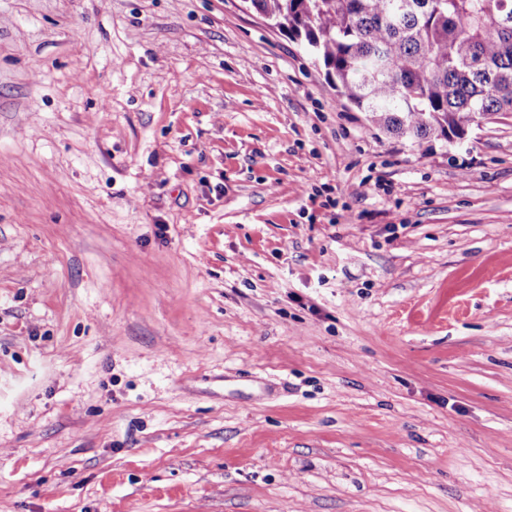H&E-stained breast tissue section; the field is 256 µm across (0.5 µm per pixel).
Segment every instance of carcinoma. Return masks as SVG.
Listing matches in <instances>:
<instances>
[{
    "mask_svg": "<svg viewBox=\"0 0 512 512\" xmlns=\"http://www.w3.org/2000/svg\"><path fill=\"white\" fill-rule=\"evenodd\" d=\"M383 132L461 139L512 112V0H250Z\"/></svg>",
    "mask_w": 512,
    "mask_h": 512,
    "instance_id": "cac0c4a2",
    "label": "carcinoma"
}]
</instances>
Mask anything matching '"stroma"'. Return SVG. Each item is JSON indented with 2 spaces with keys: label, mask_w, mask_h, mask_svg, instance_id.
<instances>
[{
  "label": "stroma",
  "mask_w": 512,
  "mask_h": 512,
  "mask_svg": "<svg viewBox=\"0 0 512 512\" xmlns=\"http://www.w3.org/2000/svg\"><path fill=\"white\" fill-rule=\"evenodd\" d=\"M0 512H512V115L390 137L246 0H0Z\"/></svg>",
  "instance_id": "obj_1"
}]
</instances>
